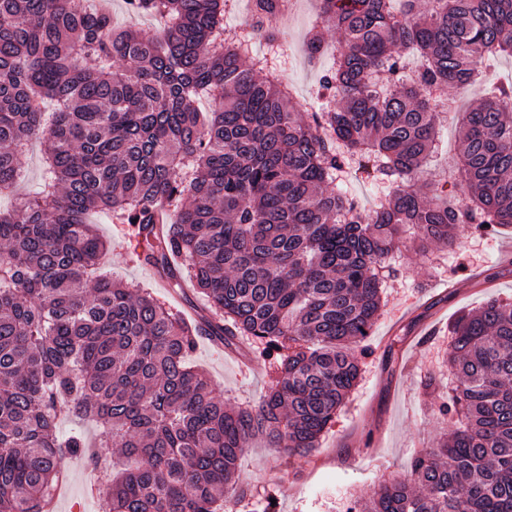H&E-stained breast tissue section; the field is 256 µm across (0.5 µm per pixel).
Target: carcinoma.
<instances>
[{"mask_svg": "<svg viewBox=\"0 0 512 512\" xmlns=\"http://www.w3.org/2000/svg\"><path fill=\"white\" fill-rule=\"evenodd\" d=\"M127 2L163 18L161 36L74 0H0V193L18 155L47 141L35 196L0 211V512H54L59 460L86 451L57 434L70 415L133 461L114 473L92 456L101 512H222L244 496L234 475L252 438L317 448L356 385L379 270L406 227L450 244L462 224L512 226V84L458 113L465 206L436 182L416 189L443 114L431 91L512 55V0H320L344 46L322 83L331 108L308 114L224 39L226 0ZM277 12L256 0L257 25ZM355 160L396 185L372 212L329 188ZM93 211L139 224L143 259L224 314L208 335L252 336L280 362L258 405L227 407L188 365L200 328L96 275L109 242ZM449 333L459 385L438 411L459 429L348 512H512V302L464 312Z\"/></svg>", "mask_w": 512, "mask_h": 512, "instance_id": "obj_1", "label": "carcinoma"}]
</instances>
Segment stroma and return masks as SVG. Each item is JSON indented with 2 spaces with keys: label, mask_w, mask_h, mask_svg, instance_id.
Masks as SVG:
<instances>
[{
  "label": "stroma",
  "mask_w": 512,
  "mask_h": 512,
  "mask_svg": "<svg viewBox=\"0 0 512 512\" xmlns=\"http://www.w3.org/2000/svg\"><path fill=\"white\" fill-rule=\"evenodd\" d=\"M315 7L316 0H300L291 19L270 23L291 44L289 53L275 56L274 62L296 87L295 101L305 112L313 111L321 79L336 63L332 50L341 42L336 30H324L326 52L309 56L305 42ZM90 220L111 245L103 269L113 282L150 294L183 319L190 308L203 304L201 295L180 297L158 285L153 268L139 255L131 225L105 213ZM508 245L512 227L489 239L470 240L461 231L452 244H431L424 254L407 247L395 253L384 277L380 311L364 341L368 354L360 361L361 378L317 449L307 456L288 455L253 441L236 473L245 496L228 505V512H264L270 497L276 500V512H346L351 502L370 497L382 481L406 478L416 455L457 426L455 419L438 412L457 385L446 363L449 325L461 312L478 309L489 299L512 302V262L499 260ZM451 280L460 288L450 296L446 284ZM240 354L256 360V371L239 366ZM188 361L235 408L257 405L280 374L277 363L257 358L254 341L247 336L237 337L231 356L197 338ZM61 465L69 478L55 512H98L88 456L68 455Z\"/></svg>",
  "instance_id": "1"
}]
</instances>
